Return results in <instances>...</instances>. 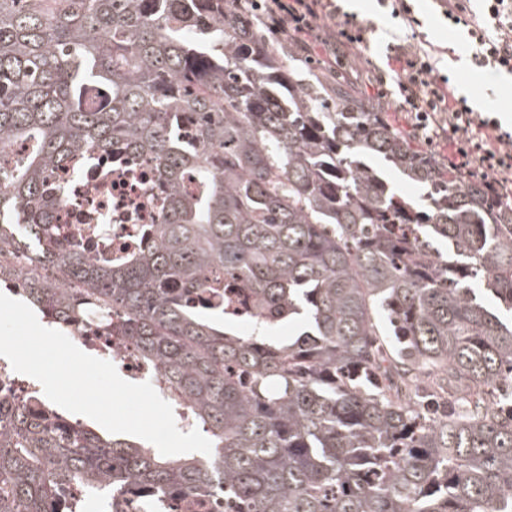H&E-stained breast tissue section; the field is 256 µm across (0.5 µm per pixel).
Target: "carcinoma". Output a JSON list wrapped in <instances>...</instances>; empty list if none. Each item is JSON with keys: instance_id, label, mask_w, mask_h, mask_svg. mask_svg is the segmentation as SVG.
<instances>
[{"instance_id": "1", "label": "carcinoma", "mask_w": 512, "mask_h": 512, "mask_svg": "<svg viewBox=\"0 0 512 512\" xmlns=\"http://www.w3.org/2000/svg\"><path fill=\"white\" fill-rule=\"evenodd\" d=\"M252 14L247 0H0V158L30 144L0 162V251L20 238L75 286L25 274L54 324L117 318L214 441L170 458L59 421L44 397L0 402V512H61V489L102 484L214 512H512V207ZM87 86L104 109L83 107ZM117 145L153 163L168 203L146 248L98 265L50 236V178ZM372 159L421 184V203ZM210 273L250 311L188 305ZM301 318L309 330L266 339ZM168 511L173 512H210L212 511L211 504L198 497L177 496L168 499Z\"/></svg>"}]
</instances>
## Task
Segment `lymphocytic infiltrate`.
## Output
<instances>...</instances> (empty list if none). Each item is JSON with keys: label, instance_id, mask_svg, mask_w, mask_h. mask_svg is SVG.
<instances>
[{"label": "lymphocytic infiltrate", "instance_id": "1", "mask_svg": "<svg viewBox=\"0 0 512 512\" xmlns=\"http://www.w3.org/2000/svg\"><path fill=\"white\" fill-rule=\"evenodd\" d=\"M257 24L269 31L293 34L297 43L320 42L330 64L342 65L348 79L375 88L427 145L453 147L465 174L488 184L500 200H512V130L497 118L475 112L466 98L455 93V78L436 67L433 45L411 34L418 27L408 0H377L407 33L387 45V65L379 67L357 47L369 27L367 21L344 11L340 0H263ZM469 0H437L441 15L451 26L463 27L462 48L489 80L512 75V0H483L480 15H473Z\"/></svg>", "mask_w": 512, "mask_h": 512}]
</instances>
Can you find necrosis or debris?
I'll return each instance as SVG.
<instances>
[{
	"label": "necrosis or debris",
	"mask_w": 512,
	"mask_h": 512,
	"mask_svg": "<svg viewBox=\"0 0 512 512\" xmlns=\"http://www.w3.org/2000/svg\"><path fill=\"white\" fill-rule=\"evenodd\" d=\"M54 181L61 202L54 211L53 238L98 263L144 247L166 207V191L157 183L152 163L130 159L120 148L107 157L75 153ZM65 334L110 361L125 379L150 382L165 401H172L158 365L143 361L127 338L97 334L83 325L70 326ZM92 502L98 512H159L164 504L170 512H211L210 503L198 497L181 495L163 504L152 493L126 490L93 497Z\"/></svg>",
	"instance_id": "4bbe7bcc"
}]
</instances>
